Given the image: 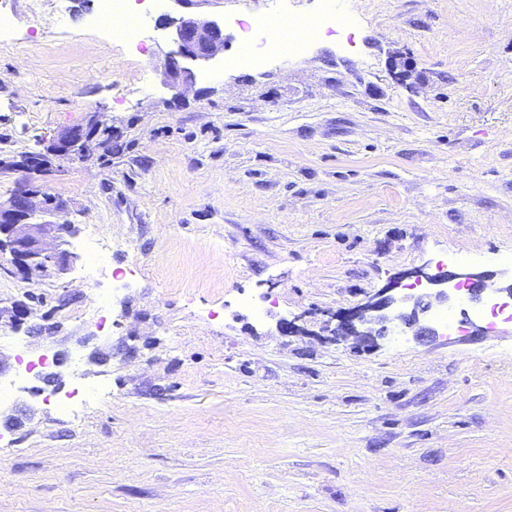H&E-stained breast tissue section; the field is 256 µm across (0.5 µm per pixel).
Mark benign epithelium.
<instances>
[{
  "label": "benign epithelium",
  "mask_w": 512,
  "mask_h": 512,
  "mask_svg": "<svg viewBox=\"0 0 512 512\" xmlns=\"http://www.w3.org/2000/svg\"><path fill=\"white\" fill-rule=\"evenodd\" d=\"M177 49L168 54L165 70L175 85L187 86L194 82L193 66L212 59L224 49V27L215 20L199 17L181 18L173 37ZM91 134L82 128L61 132L51 145L50 152L57 157H80L88 151ZM63 202L44 192L31 182H17L9 200L0 202V259L8 255L9 263L19 272L35 270L44 277L65 273L77 256L62 248L65 237L75 233L73 224H57L48 216L61 210ZM456 278L468 289L469 300L476 301L485 291L504 294L512 299V282L503 285L489 282L472 274H458ZM383 289L364 305L344 316L331 329L335 339L357 337L359 345L371 348L377 340L398 328L408 329L419 342L437 335L430 325L429 314L436 302L449 300L448 293L438 292L414 298L410 311L388 313L396 299Z\"/></svg>",
  "instance_id": "1"
}]
</instances>
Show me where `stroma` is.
<instances>
[{
  "mask_svg": "<svg viewBox=\"0 0 512 512\" xmlns=\"http://www.w3.org/2000/svg\"><path fill=\"white\" fill-rule=\"evenodd\" d=\"M7 6L0 199L22 177L62 198L79 259L56 279L0 266V315L35 310L0 353L62 379L0 403V512H512L511 320L455 295V331L424 343L324 329L441 265L512 280V0H343L347 32L260 67L236 64V20L325 0H166L141 53L92 25L97 0ZM188 15L224 49L175 87ZM95 119L110 142L50 155ZM94 224L112 256L93 289ZM78 384L104 395L59 416ZM90 133L83 128H71L61 132L51 145L50 152L57 157H80L88 151Z\"/></svg>",
  "mask_w": 512,
  "mask_h": 512,
  "instance_id": "stroma-1",
  "label": "stroma"
}]
</instances>
